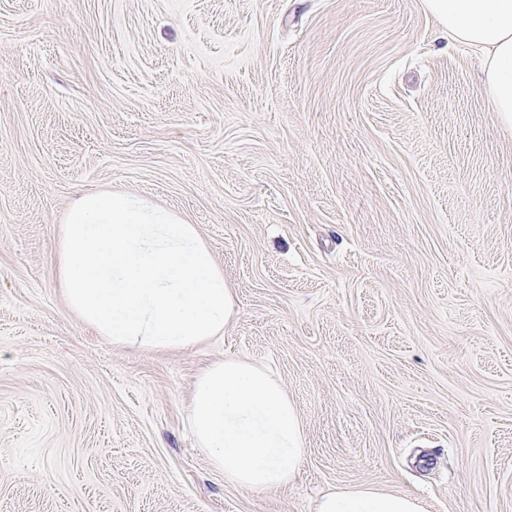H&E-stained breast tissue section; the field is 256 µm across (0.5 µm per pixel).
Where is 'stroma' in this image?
Instances as JSON below:
<instances>
[{"label": "stroma", "mask_w": 512, "mask_h": 512, "mask_svg": "<svg viewBox=\"0 0 512 512\" xmlns=\"http://www.w3.org/2000/svg\"><path fill=\"white\" fill-rule=\"evenodd\" d=\"M196 224L223 336L108 343L64 303L83 193ZM268 365L306 453L225 483L210 362ZM512 512V124L423 0H0V512H314L350 486Z\"/></svg>", "instance_id": "35a3bbf8"}]
</instances>
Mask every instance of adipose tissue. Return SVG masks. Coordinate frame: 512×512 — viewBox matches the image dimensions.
<instances>
[{"label": "adipose tissue", "instance_id": "obj_1", "mask_svg": "<svg viewBox=\"0 0 512 512\" xmlns=\"http://www.w3.org/2000/svg\"><path fill=\"white\" fill-rule=\"evenodd\" d=\"M454 43L481 56L493 111L512 121V0H423ZM55 285L67 307L112 345L193 348L223 335L234 313L224 270L196 225L147 196L83 195L55 247ZM316 512H425L410 493L338 489Z\"/></svg>", "mask_w": 512, "mask_h": 512}]
</instances>
